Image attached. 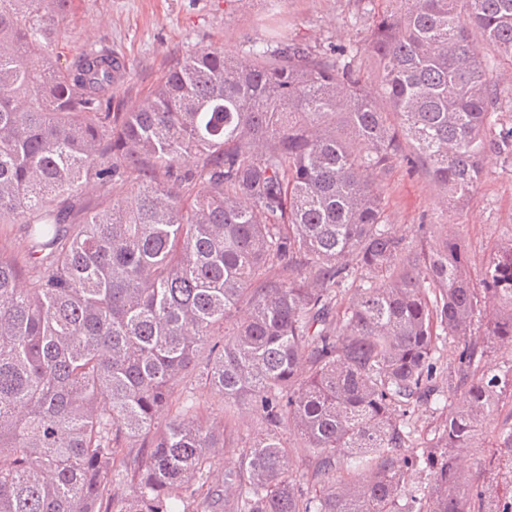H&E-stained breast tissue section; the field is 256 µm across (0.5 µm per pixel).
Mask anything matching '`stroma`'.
Wrapping results in <instances>:
<instances>
[{"instance_id": "obj_1", "label": "stroma", "mask_w": 512, "mask_h": 512, "mask_svg": "<svg viewBox=\"0 0 512 512\" xmlns=\"http://www.w3.org/2000/svg\"><path fill=\"white\" fill-rule=\"evenodd\" d=\"M391 0H72L52 57L67 65L80 52L108 48L126 62L113 90L125 106L137 104L164 70L201 48L240 53L244 41H262L272 26L311 46H365ZM484 176L472 201L444 209L440 187L423 174L396 165L383 190L391 224L409 234L417 224H456L481 278L487 255L512 238V155L487 151Z\"/></svg>"}]
</instances>
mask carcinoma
Returning a JSON list of instances; mask_svg holds the SVG:
<instances>
[{"label": "carcinoma", "mask_w": 512, "mask_h": 512, "mask_svg": "<svg viewBox=\"0 0 512 512\" xmlns=\"http://www.w3.org/2000/svg\"><path fill=\"white\" fill-rule=\"evenodd\" d=\"M69 3L0 0V238H29L0 242V512H512V239L476 281L457 225L412 246L382 203L404 161L463 207L512 146L488 77L512 0H394L364 49H198L132 109L112 54L53 61ZM189 374L222 414L174 398ZM242 410L262 430L220 482ZM487 444L478 483L462 458ZM439 367L440 371H443V379L440 381V387H444V390L448 389V371H454L458 367L459 351L457 343L448 338L445 341L439 342Z\"/></svg>", "instance_id": "obj_1"}]
</instances>
